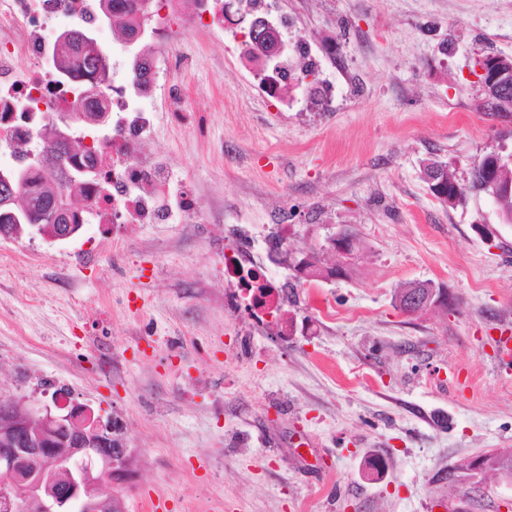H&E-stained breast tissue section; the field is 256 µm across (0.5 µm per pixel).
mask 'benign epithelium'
Returning a JSON list of instances; mask_svg holds the SVG:
<instances>
[{"label": "benign epithelium", "mask_w": 512, "mask_h": 512, "mask_svg": "<svg viewBox=\"0 0 512 512\" xmlns=\"http://www.w3.org/2000/svg\"><path fill=\"white\" fill-rule=\"evenodd\" d=\"M261 59L273 63L286 51L288 41L267 22ZM482 87L492 84L501 91L512 86L495 71L480 67ZM330 247L334 262L323 266L327 280L343 276L354 257L347 234L336 232ZM448 294L433 285L408 289L398 310L417 315L448 306ZM56 410L41 407L33 399L18 403L0 400V471L8 476L0 483V512H126L123 498L112 489L129 484L134 477L133 450L120 435L119 426L103 421L93 410L70 397L55 400ZM497 468V474L512 476V466L497 465L493 453L474 457L470 470L479 473Z\"/></svg>", "instance_id": "7a95c632"}]
</instances>
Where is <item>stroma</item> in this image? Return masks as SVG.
<instances>
[{
  "label": "stroma",
  "mask_w": 512,
  "mask_h": 512,
  "mask_svg": "<svg viewBox=\"0 0 512 512\" xmlns=\"http://www.w3.org/2000/svg\"><path fill=\"white\" fill-rule=\"evenodd\" d=\"M328 91L270 96L241 41L191 34L170 66L197 133L157 98L145 151L192 184L199 224L84 225L58 243L0 236V399L56 393L116 420L136 456L128 512H504L512 479L459 477L512 451V223L482 192L448 207L422 178H459L505 123L481 112L477 61L512 57V0H275ZM288 232L295 254L351 229L344 278L286 287L290 334L224 305V248ZM449 307L401 314L409 282ZM336 318L321 321L319 303Z\"/></svg>",
  "instance_id": "1"
}]
</instances>
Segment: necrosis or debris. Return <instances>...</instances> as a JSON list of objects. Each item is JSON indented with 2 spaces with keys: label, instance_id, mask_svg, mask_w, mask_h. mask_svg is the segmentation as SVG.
<instances>
[{
  "label": "necrosis or debris",
  "instance_id": "obj_1",
  "mask_svg": "<svg viewBox=\"0 0 512 512\" xmlns=\"http://www.w3.org/2000/svg\"><path fill=\"white\" fill-rule=\"evenodd\" d=\"M187 0H0V174L40 150L38 133L64 131L79 162L93 161L95 179L74 185L81 205L77 224H163L187 222L204 204L195 189L172 190L162 163L133 152V143L151 132L157 93L169 99L172 124L187 121L182 96L167 83L166 55L186 35ZM124 29L150 27L152 36L130 60L113 56L105 76H86L63 65L53 51L67 31L94 28L104 10ZM224 280L233 304L248 303L255 320L277 317L275 281L248 251H224Z\"/></svg>",
  "mask_w": 512,
  "mask_h": 512
}]
</instances>
